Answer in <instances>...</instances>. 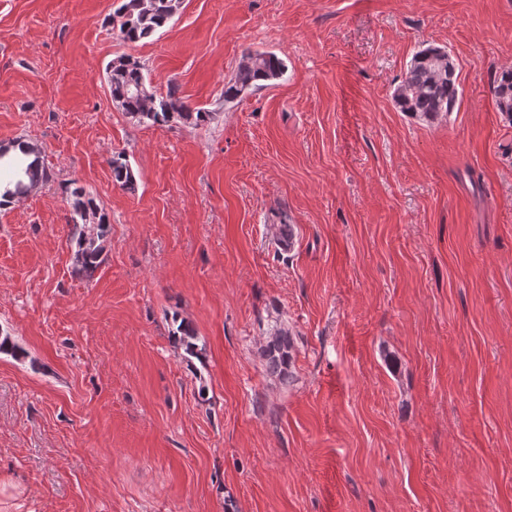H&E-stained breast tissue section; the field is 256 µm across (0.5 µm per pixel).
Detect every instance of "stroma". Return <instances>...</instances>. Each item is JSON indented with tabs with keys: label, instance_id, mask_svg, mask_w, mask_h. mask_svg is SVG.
I'll return each mask as SVG.
<instances>
[{
	"label": "stroma",
	"instance_id": "35a3bbf8",
	"mask_svg": "<svg viewBox=\"0 0 512 512\" xmlns=\"http://www.w3.org/2000/svg\"><path fill=\"white\" fill-rule=\"evenodd\" d=\"M119 4L0 0V144L53 174L0 208L25 352L0 353V512H512V0H183L136 44ZM430 45L459 71L444 121L392 98ZM248 49L286 70L225 102ZM123 55L213 120L132 121L105 79ZM72 182L110 221L89 280ZM493 92L498 110L512 115V68L500 71ZM110 165L114 185L122 190L135 191L136 178L126 156L122 153L113 155ZM175 328L172 330V336L178 347L183 350L186 359H202V348L197 344V336L193 327L185 320L173 319ZM292 342L287 332H278L271 337L264 355L268 360L269 369L273 373H285L288 370L291 360Z\"/></svg>",
	"mask_w": 512,
	"mask_h": 512
}]
</instances>
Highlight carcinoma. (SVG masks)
Here are the masks:
<instances>
[{
	"mask_svg": "<svg viewBox=\"0 0 512 512\" xmlns=\"http://www.w3.org/2000/svg\"><path fill=\"white\" fill-rule=\"evenodd\" d=\"M179 0H122L116 17L120 38L138 43L154 35L174 17ZM285 70L284 62L271 52L246 51L237 68L224 82V102L232 103L248 92L265 87L278 79ZM112 101L120 110L139 123L157 125L181 123L198 126L213 118V113L192 108L180 96L179 86L170 83L164 96H156L140 60L131 55L121 56L106 68ZM499 111L512 115V68L503 69L493 86ZM461 98L459 73L456 64L442 47L428 46L414 53L401 83L395 88L393 99L400 111L412 117L434 120L446 117L458 109ZM29 161L10 160L9 149L0 147V208L23 198L33 189L51 179L49 170L40 159V151L24 141L17 143ZM112 181L122 190L134 191L136 178L126 156H112ZM72 206V240L75 244L74 272L91 278L105 261V241L110 223L94 197L83 188L70 190ZM172 336L185 358L202 359V348L197 344L193 327L185 320L173 319ZM292 342L286 332L271 337L264 355L274 373L288 370Z\"/></svg>",
	"mask_w": 512,
	"mask_h": 512,
	"instance_id": "1",
	"label": "carcinoma"
}]
</instances>
